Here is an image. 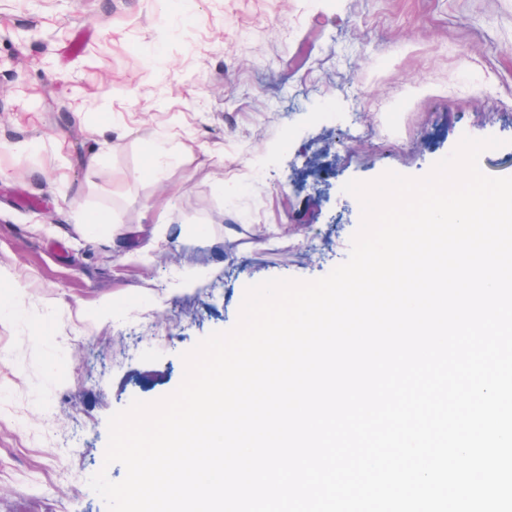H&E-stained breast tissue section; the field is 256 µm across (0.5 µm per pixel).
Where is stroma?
I'll use <instances>...</instances> for the list:
<instances>
[{"mask_svg": "<svg viewBox=\"0 0 512 512\" xmlns=\"http://www.w3.org/2000/svg\"><path fill=\"white\" fill-rule=\"evenodd\" d=\"M465 135L512 176V0H0V512H107L109 417Z\"/></svg>", "mask_w": 512, "mask_h": 512, "instance_id": "stroma-1", "label": "stroma"}]
</instances>
